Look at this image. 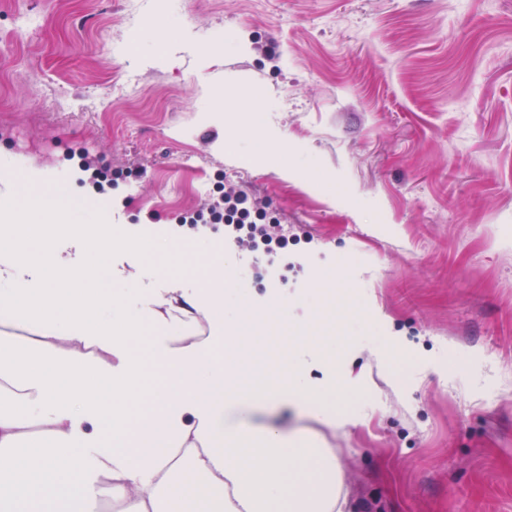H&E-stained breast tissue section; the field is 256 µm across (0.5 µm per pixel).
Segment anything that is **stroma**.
<instances>
[{
    "label": "stroma",
    "mask_w": 512,
    "mask_h": 512,
    "mask_svg": "<svg viewBox=\"0 0 512 512\" xmlns=\"http://www.w3.org/2000/svg\"><path fill=\"white\" fill-rule=\"evenodd\" d=\"M0 152L117 224L252 194L288 246L225 247L224 317L295 297L249 327L269 375L299 334L359 372L342 512H512V0H0Z\"/></svg>",
    "instance_id": "obj_1"
}]
</instances>
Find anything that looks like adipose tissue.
<instances>
[{"instance_id": "1", "label": "adipose tissue", "mask_w": 512, "mask_h": 512, "mask_svg": "<svg viewBox=\"0 0 512 512\" xmlns=\"http://www.w3.org/2000/svg\"><path fill=\"white\" fill-rule=\"evenodd\" d=\"M118 250L161 263L165 285L141 308L125 303L136 272L106 285ZM223 268L207 235L169 224L140 236L99 200L73 207L59 172L0 158V512H185L184 485L197 512H338L325 436L240 414L284 396L335 429L352 376L319 351L286 387L257 373L225 394L252 342L224 325ZM189 275L197 294L181 286Z\"/></svg>"}]
</instances>
